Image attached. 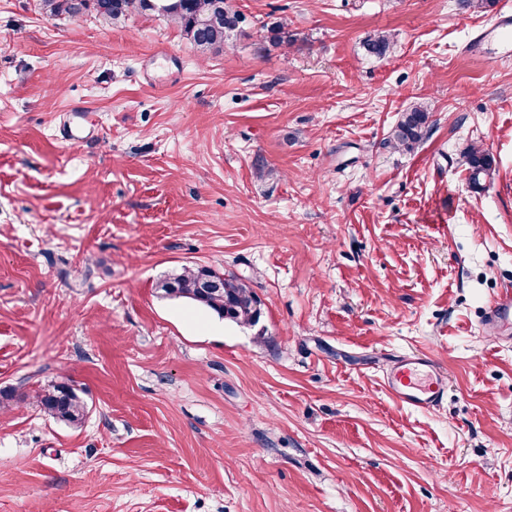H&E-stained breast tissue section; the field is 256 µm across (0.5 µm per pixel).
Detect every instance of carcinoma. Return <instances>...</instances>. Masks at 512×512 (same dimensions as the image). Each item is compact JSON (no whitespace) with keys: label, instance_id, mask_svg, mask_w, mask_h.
I'll use <instances>...</instances> for the list:
<instances>
[{"label":"carcinoma","instance_id":"1","mask_svg":"<svg viewBox=\"0 0 512 512\" xmlns=\"http://www.w3.org/2000/svg\"><path fill=\"white\" fill-rule=\"evenodd\" d=\"M161 0H41L42 9L51 16H73L91 12L106 20H118L132 13H153L177 25L192 44L202 50L224 47V42L243 20L240 12L231 9L226 0H180L177 11L161 10ZM393 41L386 33H375L364 41L367 54L382 57L390 52ZM429 119L428 109L416 104L403 113L402 119L391 130L388 142L407 151L418 146ZM472 187L480 186L479 177L491 169L493 159L486 151L472 148L465 155ZM215 273V269L197 265L161 284L165 295L185 298L215 312L236 324H255L261 315V302L252 288L234 275L224 276L223 292L210 297L199 294L198 282ZM44 413L53 419L78 424L85 416L86 407L75 389L65 383L55 384L37 396Z\"/></svg>","mask_w":512,"mask_h":512}]
</instances>
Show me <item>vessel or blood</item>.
<instances>
[{
  "label": "vessel or blood",
  "instance_id": "obj_1",
  "mask_svg": "<svg viewBox=\"0 0 512 512\" xmlns=\"http://www.w3.org/2000/svg\"><path fill=\"white\" fill-rule=\"evenodd\" d=\"M483 41L496 43L501 49L512 48V14L498 17L482 33ZM491 329L512 325V291H502L492 302L486 316ZM447 386L445 372L425 354H407L386 372L384 387L400 404L412 411L436 409Z\"/></svg>",
  "mask_w": 512,
  "mask_h": 512
}]
</instances>
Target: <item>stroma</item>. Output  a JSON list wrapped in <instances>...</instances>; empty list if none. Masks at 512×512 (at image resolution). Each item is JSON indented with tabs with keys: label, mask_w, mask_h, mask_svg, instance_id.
<instances>
[{
	"label": "stroma",
	"mask_w": 512,
	"mask_h": 512,
	"mask_svg": "<svg viewBox=\"0 0 512 512\" xmlns=\"http://www.w3.org/2000/svg\"><path fill=\"white\" fill-rule=\"evenodd\" d=\"M227 2L204 52L0 0V512H512V328L485 326L512 56L467 53L512 0ZM416 103L424 140L393 148ZM197 265L251 282L258 327L159 290ZM407 350L448 371L434 411L383 385ZM62 382L78 425L37 404ZM465 164L470 172L472 187L479 188V177L491 169L493 159L485 150L471 148L465 155Z\"/></svg>",
	"instance_id": "35a3bbf8"
}]
</instances>
